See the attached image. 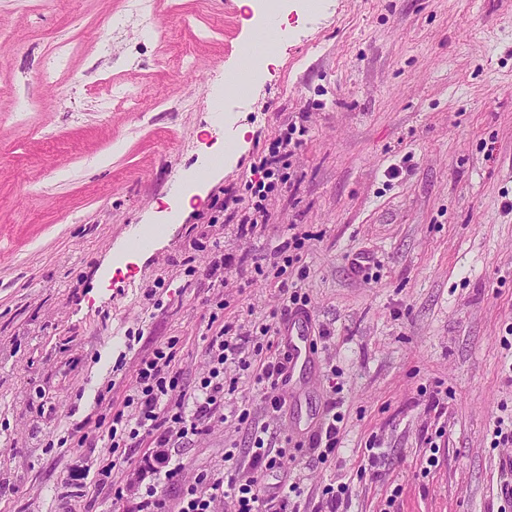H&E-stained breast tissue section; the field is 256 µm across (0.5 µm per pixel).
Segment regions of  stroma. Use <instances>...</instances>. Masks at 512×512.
Returning a JSON list of instances; mask_svg holds the SVG:
<instances>
[{
	"instance_id": "obj_1",
	"label": "stroma",
	"mask_w": 512,
	"mask_h": 512,
	"mask_svg": "<svg viewBox=\"0 0 512 512\" xmlns=\"http://www.w3.org/2000/svg\"><path fill=\"white\" fill-rule=\"evenodd\" d=\"M260 2L0 0V512H136L97 482L107 443L75 448L72 433H93L155 343L179 337L191 385L212 315L250 329L281 313L274 278L209 287L200 228L248 261L272 258L292 224L306 240L288 277L322 333L310 383L275 417L249 372L231 369L226 402L284 447L304 512H327L322 491L340 482L347 512H382L392 494L391 512H500L512 459L493 435L512 416V0H321L248 95L223 94ZM141 14L164 34L139 27ZM123 27L105 45L92 36ZM133 87L132 112L119 99ZM291 121L305 129L296 185L270 200L264 231L239 237L217 196L244 190ZM241 128L203 198L149 252L130 250L204 144ZM335 412L334 458L286 445ZM252 453L250 423L228 419L176 448L184 469L163 491L175 497L204 470L247 472Z\"/></svg>"
}]
</instances>
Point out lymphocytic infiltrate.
Segmentation results:
<instances>
[{
	"label": "lymphocytic infiltrate",
	"instance_id": "lymphocytic-infiltrate-1",
	"mask_svg": "<svg viewBox=\"0 0 512 512\" xmlns=\"http://www.w3.org/2000/svg\"><path fill=\"white\" fill-rule=\"evenodd\" d=\"M296 131L295 123H287L265 143L253 166L257 180L249 184L248 194L225 190L224 215L227 221L236 223L240 236L266 228L270 220L269 195L291 191L293 157L302 144ZM278 334V328L270 324L253 333L239 324L219 323L207 338L208 371L190 389L181 384L179 338H168L141 357L121 404L109 407L95 431L97 438L110 447L131 448L148 440L159 453L154 462L142 466L138 481L112 483L114 497L128 492L137 495V512H217L218 504L223 502L229 512H261L265 504L274 501L279 504V512H301L298 482H264V473L281 471L282 453L260 437L254 441L250 475L223 479L201 474L184 484L173 499L159 488L160 482L178 472L170 449L210 433L215 424L226 421L224 374L228 368L251 371L267 411L274 415L281 412L284 403L276 391L284 384L288 357L279 348Z\"/></svg>",
	"mask_w": 512,
	"mask_h": 512
}]
</instances>
